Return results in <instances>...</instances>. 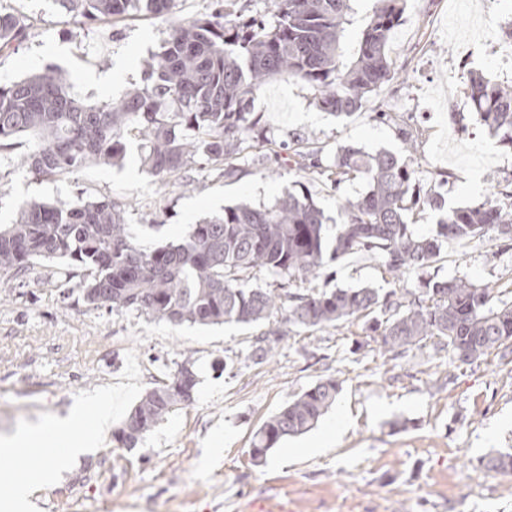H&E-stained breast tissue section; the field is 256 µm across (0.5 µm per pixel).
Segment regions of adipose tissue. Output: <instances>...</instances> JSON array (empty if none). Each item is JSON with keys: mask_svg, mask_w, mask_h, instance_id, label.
I'll return each mask as SVG.
<instances>
[{"mask_svg": "<svg viewBox=\"0 0 512 512\" xmlns=\"http://www.w3.org/2000/svg\"><path fill=\"white\" fill-rule=\"evenodd\" d=\"M111 426L112 398L107 395L56 422L52 436L36 429L0 442L1 451L19 454L25 461L23 474L0 475V512H35L37 493L56 484Z\"/></svg>", "mask_w": 512, "mask_h": 512, "instance_id": "obj_1", "label": "adipose tissue"}]
</instances>
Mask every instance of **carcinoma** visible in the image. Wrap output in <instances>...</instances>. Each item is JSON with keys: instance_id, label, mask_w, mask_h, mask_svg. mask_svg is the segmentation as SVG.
I'll use <instances>...</instances> for the list:
<instances>
[{"instance_id": "carcinoma-1", "label": "carcinoma", "mask_w": 512, "mask_h": 512, "mask_svg": "<svg viewBox=\"0 0 512 512\" xmlns=\"http://www.w3.org/2000/svg\"><path fill=\"white\" fill-rule=\"evenodd\" d=\"M173 0H64L91 23L131 14L161 16ZM352 0H272L271 14L243 18L240 0H212V10L179 22L158 51L144 60V79L119 100L87 103L72 95L66 74L49 67L0 84V155L15 140L34 147L21 162L38 177L87 166L120 164L126 136L141 137L140 160L167 176L201 159L224 164V178L244 173V145L265 146L259 116L247 111L250 95L267 79L286 75L315 91V104L338 116L363 107L395 78L386 46L402 21L404 0H378L358 47L343 60L341 32ZM24 29L0 15V48L19 41ZM471 120L512 147V84L472 72L467 90ZM295 165L330 181L351 179L366 191L342 199L331 221L305 187L290 189L269 205L239 203L205 218L176 243H141L112 201L38 202L19 205L17 219L0 225V285L8 287L40 261L61 260L88 274L77 288L94 309L135 311L180 325L266 324L250 358L266 361L291 328L320 330L364 322L380 347L404 353L432 342L472 364L495 350L512 354V300L467 276H421L413 288H316L310 286L337 260L367 253L399 282L425 272L450 241L492 236L501 252L512 250V190L500 189L465 207L418 188L415 170L402 156L343 145L333 155L320 148L293 149ZM444 212L430 234L418 233L410 214ZM509 226L505 232L501 227ZM265 285L250 284L258 274ZM197 375L185 360L172 377L147 391L112 432L119 447H137L145 433L195 397ZM334 378L305 390L255 432L253 461L262 462L281 440L311 429L335 404ZM496 474L512 473V453L487 461Z\"/></svg>"}]
</instances>
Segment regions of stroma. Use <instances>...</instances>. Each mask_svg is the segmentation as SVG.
I'll return each instance as SVG.
<instances>
[{
  "instance_id": "obj_1",
  "label": "stroma",
  "mask_w": 512,
  "mask_h": 512,
  "mask_svg": "<svg viewBox=\"0 0 512 512\" xmlns=\"http://www.w3.org/2000/svg\"><path fill=\"white\" fill-rule=\"evenodd\" d=\"M210 8V0H174L164 17L136 14L88 26L61 0H0V13L26 27L20 43L0 50V83L54 66L67 72L77 97L120 99L140 82L144 60L168 39L173 22ZM450 12V0H406L387 44L399 78L351 115L317 108L302 82H264L251 110L280 150H249L248 171L237 180L225 179L222 166L193 164L160 181L142 168L134 138L123 167L37 178L20 165L31 140L18 139L11 156L0 158V224L13 222L23 200H111L124 205L142 242L163 245L225 206L266 204L297 184L332 216L339 196H358L364 182L333 188L289 162L287 145L300 140L330 154L354 144L400 155L407 133L416 141L411 160L423 189L451 208L484 198L512 182V147L479 125L457 134L451 116L469 112V72L512 79V65L493 43L512 5L490 0V38L471 61L441 33ZM448 95L456 102L451 114L435 106ZM381 110L398 122L379 120ZM335 269L340 287L386 285L368 254L343 257ZM65 271L62 262L42 261L23 283L0 289V437L53 426L108 390L118 396L112 424L120 426L140 397L187 359L198 385L193 402L167 415L137 448L109 439L91 449L38 493L37 512H512V478L486 466L490 455L512 452V363L498 354L463 364L427 345L396 358L359 322L293 330L269 362L257 364L249 357L257 327L173 325L96 310L69 291ZM429 273L505 289L512 286V255L485 238L452 242ZM328 377L341 392L327 417L350 413L348 434L317 455L303 454L321 432L316 426L254 463L249 449L258 427ZM213 448L221 449L219 458H210Z\"/></svg>"
}]
</instances>
